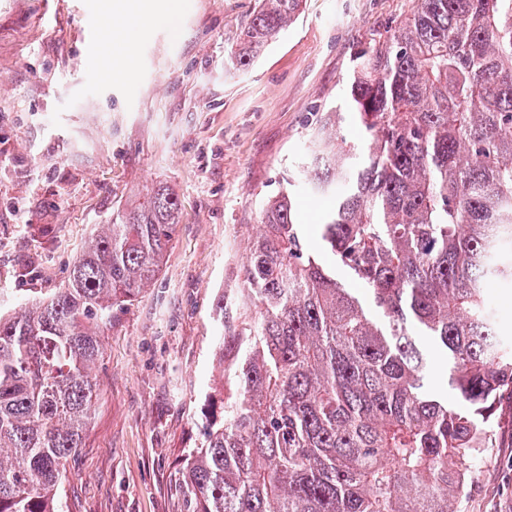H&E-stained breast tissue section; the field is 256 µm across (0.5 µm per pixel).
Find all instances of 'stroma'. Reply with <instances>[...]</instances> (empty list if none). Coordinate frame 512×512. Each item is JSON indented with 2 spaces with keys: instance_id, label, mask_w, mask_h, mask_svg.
I'll use <instances>...</instances> for the list:
<instances>
[{
  "instance_id": "1",
  "label": "stroma",
  "mask_w": 512,
  "mask_h": 512,
  "mask_svg": "<svg viewBox=\"0 0 512 512\" xmlns=\"http://www.w3.org/2000/svg\"><path fill=\"white\" fill-rule=\"evenodd\" d=\"M412 0H303L247 70L227 64L258 0H158L138 20L133 75L105 82L101 0H0V310L61 287L92 234L146 187L179 202L159 275L114 311L92 370L83 448L62 512H189L177 468L219 416L215 345L238 317L245 250L268 197L294 180L298 220L319 249L326 199L296 171L340 105L359 52ZM475 465L464 512H512V399Z\"/></svg>"
}]
</instances>
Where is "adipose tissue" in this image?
<instances>
[{
  "label": "adipose tissue",
  "mask_w": 512,
  "mask_h": 512,
  "mask_svg": "<svg viewBox=\"0 0 512 512\" xmlns=\"http://www.w3.org/2000/svg\"><path fill=\"white\" fill-rule=\"evenodd\" d=\"M110 15L114 25L108 26L103 35L102 46L96 58V66L105 81L127 79L132 72L130 58L115 60L112 47L116 44L133 45L139 35L135 18L149 15V0H111Z\"/></svg>",
  "instance_id": "obj_1"
}]
</instances>
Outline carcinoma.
<instances>
[{"mask_svg": "<svg viewBox=\"0 0 512 512\" xmlns=\"http://www.w3.org/2000/svg\"><path fill=\"white\" fill-rule=\"evenodd\" d=\"M301 0H261L232 52L249 67ZM305 182L332 205L307 250L289 190L269 197L246 249L239 345L213 388L223 417L185 455L192 512H462L475 459L512 392V343L489 296L512 280V0H414L356 57ZM179 204L165 185L112 216L65 284L0 313V512H61L68 459L97 398L92 366L112 312L162 269ZM445 361L431 388L428 351Z\"/></svg>", "mask_w": 512, "mask_h": 512, "instance_id": "carcinoma-1", "label": "carcinoma"}]
</instances>
